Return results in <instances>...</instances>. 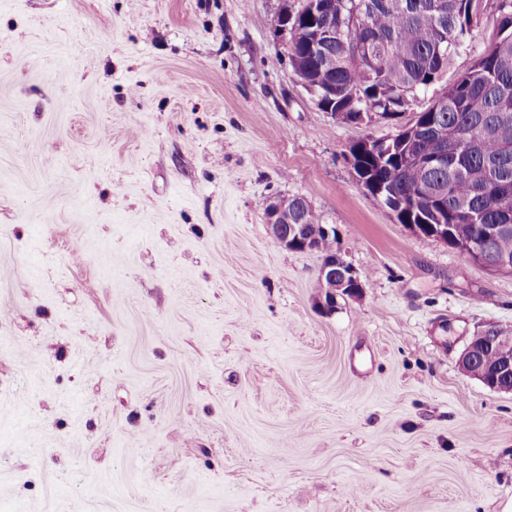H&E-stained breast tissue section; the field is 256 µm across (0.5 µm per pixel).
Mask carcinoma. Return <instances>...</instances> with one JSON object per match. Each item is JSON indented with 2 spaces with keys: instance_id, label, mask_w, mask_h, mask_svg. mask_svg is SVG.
Instances as JSON below:
<instances>
[{
  "instance_id": "obj_1",
  "label": "carcinoma",
  "mask_w": 512,
  "mask_h": 512,
  "mask_svg": "<svg viewBox=\"0 0 512 512\" xmlns=\"http://www.w3.org/2000/svg\"><path fill=\"white\" fill-rule=\"evenodd\" d=\"M308 0L284 4L288 62L317 107L343 122L391 119L430 86L443 81L451 61L473 37L487 0ZM494 42L469 70L441 88L414 126L392 147L356 158L353 169L401 224H446L448 247L462 242L487 246L489 260L512 258V0H500ZM336 42L310 50L327 27ZM445 161L428 167L433 153ZM288 221L303 222L314 236L322 263L341 264L335 232L302 196L288 197ZM512 338L499 325L470 340L480 363L493 368L511 355Z\"/></svg>"
}]
</instances>
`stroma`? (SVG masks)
Segmentation results:
<instances>
[{
  "label": "stroma",
  "mask_w": 512,
  "mask_h": 512,
  "mask_svg": "<svg viewBox=\"0 0 512 512\" xmlns=\"http://www.w3.org/2000/svg\"><path fill=\"white\" fill-rule=\"evenodd\" d=\"M282 4L0 0V512L512 503V393L458 366L512 327V274L357 185L348 147L413 112L319 110ZM292 195L363 284L329 314L319 254L268 229Z\"/></svg>",
  "instance_id": "1"
}]
</instances>
